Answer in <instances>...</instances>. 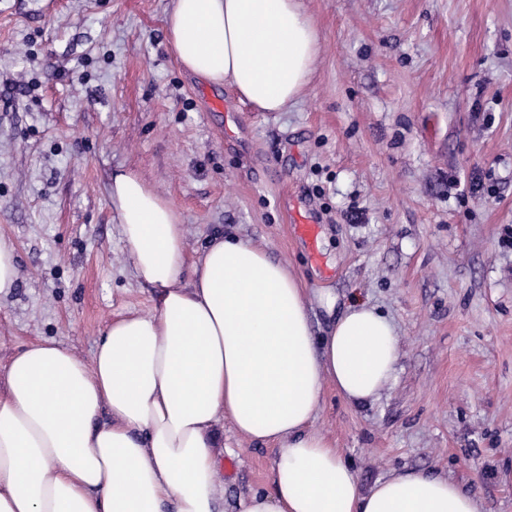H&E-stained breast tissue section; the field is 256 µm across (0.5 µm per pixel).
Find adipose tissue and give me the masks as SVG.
I'll use <instances>...</instances> for the list:
<instances>
[{"instance_id": "obj_1", "label": "adipose tissue", "mask_w": 512, "mask_h": 512, "mask_svg": "<svg viewBox=\"0 0 512 512\" xmlns=\"http://www.w3.org/2000/svg\"><path fill=\"white\" fill-rule=\"evenodd\" d=\"M184 71L281 112L310 82L319 32L302 0H173ZM112 206L155 312L118 314L84 362L27 346L0 386V512H218L223 422L273 452V490L238 512H482L444 474L390 473L363 489L313 427L324 392L377 400L398 361L394 323L354 303L321 339L296 274L251 241L216 235L188 261L175 204L132 170Z\"/></svg>"}]
</instances>
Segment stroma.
<instances>
[{
	"label": "stroma",
	"mask_w": 512,
	"mask_h": 512,
	"mask_svg": "<svg viewBox=\"0 0 512 512\" xmlns=\"http://www.w3.org/2000/svg\"><path fill=\"white\" fill-rule=\"evenodd\" d=\"M303 5L310 83L260 112L178 67L171 0H0V238L18 269L0 380L29 344L88 362L116 314L152 312L109 194L130 168L179 208L188 259L221 233L291 266L316 336L356 298L393 321L392 385L361 407L326 391L315 421L363 486L437 470L512 512V0ZM224 445L235 512L272 492L271 453L229 426Z\"/></svg>",
	"instance_id": "35a3bbf8"
}]
</instances>
